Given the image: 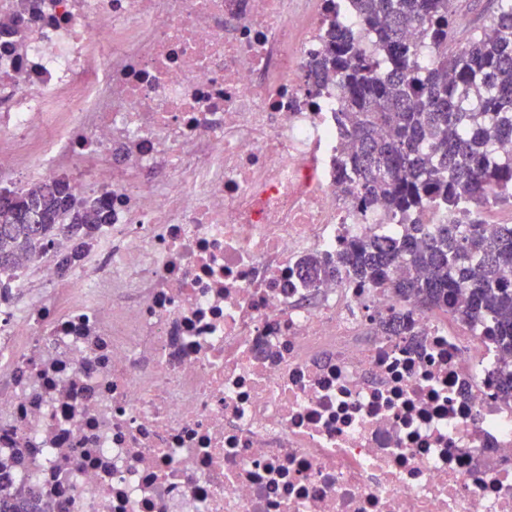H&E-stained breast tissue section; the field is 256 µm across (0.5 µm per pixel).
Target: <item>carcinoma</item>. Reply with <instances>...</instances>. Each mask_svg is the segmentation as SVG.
I'll return each instance as SVG.
<instances>
[{"instance_id":"carcinoma-1","label":"carcinoma","mask_w":512,"mask_h":512,"mask_svg":"<svg viewBox=\"0 0 512 512\" xmlns=\"http://www.w3.org/2000/svg\"><path fill=\"white\" fill-rule=\"evenodd\" d=\"M354 2L375 35L373 49L363 51L350 32L333 29L311 76L319 82L336 73L344 103L338 120L356 142L338 174L357 203L381 200L404 216L433 199L450 208L462 196L512 199V157L487 151L512 138V0H496L490 25L461 45L452 40L461 26L454 0ZM410 30L437 49L431 64L409 43ZM7 200L0 207L1 269L48 254L68 268L110 221L61 181L33 183ZM304 268L312 281L352 273L418 310L486 320L512 354V280L504 276L512 270V224L492 237L478 223L411 224L398 241L376 233L355 238L336 262L312 256ZM0 512L45 508L30 489L0 492Z\"/></svg>"}]
</instances>
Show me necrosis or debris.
<instances>
[{
    "label": "necrosis or debris",
    "mask_w": 512,
    "mask_h": 512,
    "mask_svg": "<svg viewBox=\"0 0 512 512\" xmlns=\"http://www.w3.org/2000/svg\"><path fill=\"white\" fill-rule=\"evenodd\" d=\"M353 0H0V192L111 216L68 277L0 271V467L53 512H512V365L482 322L302 275L409 220L336 179ZM401 308L409 328L375 325Z\"/></svg>",
    "instance_id": "4bbe7bcc"
}]
</instances>
